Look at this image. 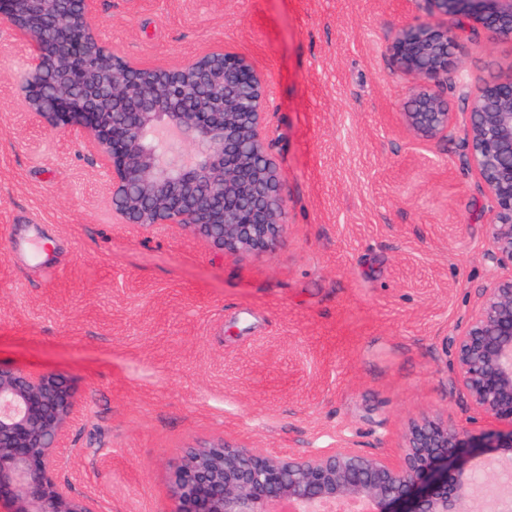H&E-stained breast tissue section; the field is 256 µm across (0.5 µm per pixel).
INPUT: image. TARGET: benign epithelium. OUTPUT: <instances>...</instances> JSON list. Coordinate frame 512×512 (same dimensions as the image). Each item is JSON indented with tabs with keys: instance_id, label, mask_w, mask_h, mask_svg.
Here are the masks:
<instances>
[{
	"instance_id": "1",
	"label": "benign epithelium",
	"mask_w": 512,
	"mask_h": 512,
	"mask_svg": "<svg viewBox=\"0 0 512 512\" xmlns=\"http://www.w3.org/2000/svg\"><path fill=\"white\" fill-rule=\"evenodd\" d=\"M427 17L394 32L389 52L414 83L404 128L419 140L448 129L436 90L469 34L512 40V0H425ZM97 0H0V19L33 54L13 97L27 121L77 136L110 176L104 193L123 224H177L219 250L272 253L287 240L282 177L266 139L262 75L219 49L171 68L131 63L97 37ZM465 163L493 203L490 258L512 267V74L467 79ZM454 373L495 431L442 417L410 422L399 456H369L342 440L298 458L217 442L186 453L172 474L173 512H320L365 499L374 512H463L484 448L512 462V275L485 289L453 339ZM75 408L68 379L0 364V512H98L58 478Z\"/></svg>"
}]
</instances>
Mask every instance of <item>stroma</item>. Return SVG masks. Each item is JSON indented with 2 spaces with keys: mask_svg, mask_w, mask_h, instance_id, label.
<instances>
[{
  "mask_svg": "<svg viewBox=\"0 0 512 512\" xmlns=\"http://www.w3.org/2000/svg\"><path fill=\"white\" fill-rule=\"evenodd\" d=\"M425 0H97L91 22L142 67L216 48L263 75L288 199L272 253L173 224L116 223L104 170L30 126L9 90L32 49L0 22V363L75 389L62 480L99 512H172L185 452L220 440L305 457L350 439L397 458L411 421L475 419L449 338L512 268L492 263V203L465 163L464 76L512 72V42L464 37L437 90L454 118L403 128L412 85L386 51ZM50 245L31 260L25 244Z\"/></svg>",
  "mask_w": 512,
  "mask_h": 512,
  "instance_id": "35a3bbf8",
  "label": "stroma"
}]
</instances>
